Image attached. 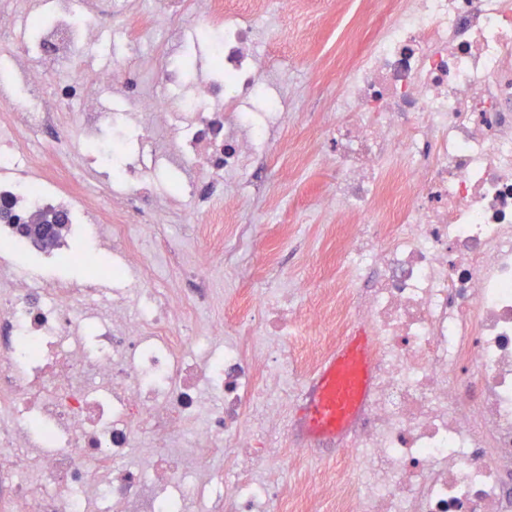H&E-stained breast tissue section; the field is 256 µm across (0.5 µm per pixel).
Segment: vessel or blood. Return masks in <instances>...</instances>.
<instances>
[{"label":"vessel or blood","mask_w":512,"mask_h":512,"mask_svg":"<svg viewBox=\"0 0 512 512\" xmlns=\"http://www.w3.org/2000/svg\"><path fill=\"white\" fill-rule=\"evenodd\" d=\"M367 339L353 336L337 351L328 354L307 381L299 408L313 435L334 436L345 423L352 406L344 376L352 366H365Z\"/></svg>","instance_id":"b4317fda"}]
</instances>
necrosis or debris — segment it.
<instances>
[{"label":"necrosis or debris","mask_w":512,"mask_h":512,"mask_svg":"<svg viewBox=\"0 0 512 512\" xmlns=\"http://www.w3.org/2000/svg\"><path fill=\"white\" fill-rule=\"evenodd\" d=\"M299 0H253L228 14L207 0L216 37L194 82L160 73L173 102L141 89L121 61L92 80L57 85L32 107L5 105L0 137V247L19 243V221L48 210L82 214L112 241V301L97 275L34 288L0 265V318L31 342L0 347V497L12 512H316L308 488L331 486L334 512H512V0H379L385 22L366 50L342 59L340 89L312 145L334 172L320 211L351 224L339 277L300 320L293 292L259 293L242 307L235 342L204 335L195 312L213 300L202 254L186 261L188 285L159 297L147 283L127 227L163 224L152 177L191 169L197 209L223 191L226 175L257 167L284 110L265 86L257 20L293 12ZM127 0L61 6L38 32L40 66L23 46L11 62L31 94L48 66L79 72L99 22L123 21ZM121 87L139 124L138 151L121 172L125 190L99 211L71 182L78 136L107 118L99 90ZM78 103L76 129L52 151L20 165L23 134L52 127ZM184 120L172 156L162 155L144 113ZM139 271L144 302L127 316L124 283ZM330 331L307 356L268 352L270 338ZM371 338L368 378L335 438L309 439L299 418L280 430L283 409L319 361L355 330ZM141 448L132 457V448ZM336 470L307 469L322 449Z\"/></svg>","instance_id":"necrosis-or-debris-1"}]
</instances>
